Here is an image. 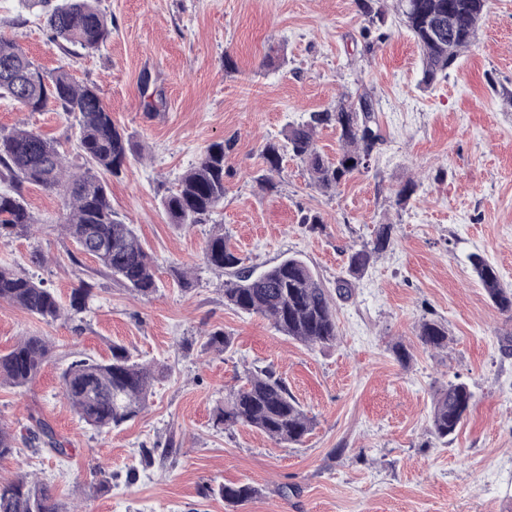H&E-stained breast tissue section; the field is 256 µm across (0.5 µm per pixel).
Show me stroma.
I'll list each match as a JSON object with an SVG mask.
<instances>
[{
	"label": "stroma",
	"instance_id": "stroma-1",
	"mask_svg": "<svg viewBox=\"0 0 512 512\" xmlns=\"http://www.w3.org/2000/svg\"><path fill=\"white\" fill-rule=\"evenodd\" d=\"M112 34L99 49L65 53L48 41L38 9L0 0V38L17 42L44 71L65 69L96 85L134 144L109 177L112 208L150 255L156 293L135 296L78 253L59 222L57 192L29 185L38 229L0 242V266L43 281L61 298L91 283L87 311L54 322L0 303V351L24 336L47 337L51 362L25 388L0 384V425L20 451L0 477L47 483L66 512H225L219 485L249 482L260 495L236 512H512V319L477 282L483 254L512 289V0H490L477 41L447 78L420 83L421 57L396 15L384 41L365 46L353 0H99ZM236 62L224 69L225 56ZM364 87L378 102L383 141L367 170L336 192L314 188L307 166L284 157L273 188L256 178L263 145L340 96ZM27 127L56 141L78 169V128L55 108L33 112L0 99V132ZM231 142L224 203L195 226L170 223L162 198L215 141ZM417 188L405 205L396 193ZM320 215L318 229L304 216ZM393 244L336 298L335 345L308 347L265 318L224 303L222 271L203 259L223 227L244 266L295 254L329 289L347 276L350 252L375 225ZM189 276L182 287L178 272ZM448 327V347L424 348L423 320ZM224 330L230 350L206 351ZM125 346L159 375L147 409L108 432L80 420L61 394L73 360ZM410 353L397 361L392 348ZM272 367L314 420L305 442L279 446L259 432L213 424L214 409L245 370ZM466 382L475 403L453 440L430 434L435 391ZM67 453L33 451V417ZM151 449L142 460V449ZM112 487L93 494L98 468ZM135 481H128V471Z\"/></svg>",
	"mask_w": 512,
	"mask_h": 512
}]
</instances>
